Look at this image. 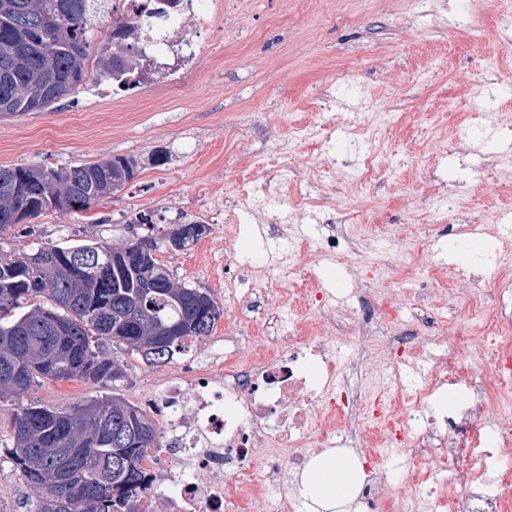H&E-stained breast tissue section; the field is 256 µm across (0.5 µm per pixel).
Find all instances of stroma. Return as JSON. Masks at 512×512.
<instances>
[{"label":"stroma","instance_id":"35a3bbf8","mask_svg":"<svg viewBox=\"0 0 512 512\" xmlns=\"http://www.w3.org/2000/svg\"><path fill=\"white\" fill-rule=\"evenodd\" d=\"M504 0H224V17L236 22L232 38L216 40L220 53L204 58L189 89L156 101L143 86L98 97L78 89L45 112L0 119V165L71 166L107 156L140 159V175L107 204L81 215L53 214L16 226L0 237V252L29 250L32 242L67 244L106 240L119 244L134 232L132 219L151 217L157 228L183 220L209 231L159 259L174 280L208 291L224 305L213 335L197 342L206 352L215 337L236 326L224 292L279 289L281 314L295 325L310 312L301 291L332 292L321 276L329 256L318 247L328 225H351L356 248L373 258L363 270L371 287L405 303L414 283L385 280L380 261L391 255L387 236L363 240L371 224L421 226L424 247L455 283L459 273L493 269L498 252L512 248V144L501 124L512 121V18ZM389 112L390 122L376 119ZM320 129L304 135L308 126ZM495 143L473 152L479 130ZM167 150L165 164L150 155ZM325 161L322 189L302 209L292 197L298 178ZM447 182L441 208H470V220L491 228L467 262L449 251L455 236L427 223L422 193L428 181ZM214 197L236 191L242 208L199 211L204 189ZM501 222L488 223L487 205ZM287 224L295 240L316 248L313 261L291 267L281 245L259 226ZM124 376L94 385L43 381L31 401L66 408L95 396L118 395L138 403L146 383H164L174 363H151L115 350ZM10 440L0 430V512H30L34 490L10 460Z\"/></svg>","mask_w":512,"mask_h":512}]
</instances>
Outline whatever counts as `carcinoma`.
<instances>
[{
  "label": "carcinoma",
  "instance_id": "obj_1",
  "mask_svg": "<svg viewBox=\"0 0 512 512\" xmlns=\"http://www.w3.org/2000/svg\"><path fill=\"white\" fill-rule=\"evenodd\" d=\"M97 0H0V116L44 111L87 82L90 27ZM112 51L97 74L125 91L140 84L137 19L112 5ZM140 160L106 157L73 167L0 165V236L51 213H84L139 174ZM171 224L151 250L77 241L34 243L0 255V401L22 400L39 382L92 384L122 375L111 342L150 362H165L185 342L212 334L222 309L198 288L173 281L154 253L178 250ZM34 303H29V300ZM15 469L42 492L32 512H137L151 477L145 453L162 445L153 418L121 397L67 408L21 404L6 418Z\"/></svg>",
  "mask_w": 512,
  "mask_h": 512
}]
</instances>
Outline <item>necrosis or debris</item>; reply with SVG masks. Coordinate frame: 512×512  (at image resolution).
I'll return each mask as SVG.
<instances>
[{
  "mask_svg": "<svg viewBox=\"0 0 512 512\" xmlns=\"http://www.w3.org/2000/svg\"><path fill=\"white\" fill-rule=\"evenodd\" d=\"M219 0H170L163 17L142 26L138 45L143 79L180 91L192 82L204 44L202 32L221 24ZM388 233L394 249L390 275L412 262L418 282L411 297L420 315L390 327L387 299L356 287V302L333 306L308 288L309 320L283 330L269 289L256 288L235 304L260 333L217 337L208 354L178 362L169 380L141 399L157 418L164 440L147 452L151 488L140 512H255L248 489L270 490L266 512H305L306 501L286 485L302 477L323 450L339 448L364 459L354 512H512V313L504 296L512 277L463 276L457 293L483 297L492 322L475 316L472 359L459 366L450 351L456 332L438 313L445 290L439 272L407 224ZM434 366L415 393L405 391L403 365ZM455 386L449 410L431 407L435 391ZM404 454L397 477L381 448ZM475 458L460 464L464 451ZM264 470H257V460Z\"/></svg>",
  "mask_w": 512,
  "mask_h": 512,
  "instance_id": "necrosis-or-debris-1",
  "label": "necrosis or debris"
}]
</instances>
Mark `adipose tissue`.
Returning <instances> with one entry per match:
<instances>
[{"mask_svg": "<svg viewBox=\"0 0 512 512\" xmlns=\"http://www.w3.org/2000/svg\"><path fill=\"white\" fill-rule=\"evenodd\" d=\"M354 480L352 460L343 454L323 455L303 476L300 492L314 503L330 512L336 503L347 499Z\"/></svg>", "mask_w": 512, "mask_h": 512, "instance_id": "1", "label": "adipose tissue"}]
</instances>
